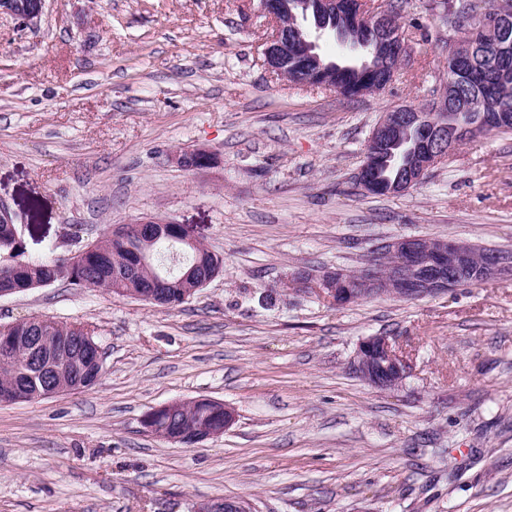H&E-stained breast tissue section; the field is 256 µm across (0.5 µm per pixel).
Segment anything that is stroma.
Instances as JSON below:
<instances>
[{
    "instance_id": "obj_1",
    "label": "stroma",
    "mask_w": 512,
    "mask_h": 512,
    "mask_svg": "<svg viewBox=\"0 0 512 512\" xmlns=\"http://www.w3.org/2000/svg\"><path fill=\"white\" fill-rule=\"evenodd\" d=\"M402 0L411 58L361 98L270 74L259 0H45L0 12V204L29 258L109 225L196 228L224 271L171 309L66 283L0 299L91 326L96 385L0 404V512H512V276L418 299L333 305L293 283L355 271L403 237L512 253V133L470 138L419 185L357 182L383 113L444 89L448 28ZM202 148L211 163L179 166ZM389 336L402 386L352 369ZM211 398L235 419L191 447L141 420ZM43 0H1L0 11L14 16L22 26L29 27L40 20L43 13ZM196 512H253L252 504L243 497L214 498L200 502Z\"/></svg>"
}]
</instances>
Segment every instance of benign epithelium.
I'll return each instance as SVG.
<instances>
[{
	"label": "benign epithelium",
	"mask_w": 512,
	"mask_h": 512,
	"mask_svg": "<svg viewBox=\"0 0 512 512\" xmlns=\"http://www.w3.org/2000/svg\"><path fill=\"white\" fill-rule=\"evenodd\" d=\"M44 0H0V11L14 16L25 27L36 24L43 13ZM261 9L271 22V31L263 41L262 57L265 68L272 74L295 82L309 83L316 75L329 88H336L332 80L336 72L322 64L316 52L315 40L307 37L288 41L281 32L297 27L294 13H287L279 0H261ZM316 19L338 16L341 30L347 33L344 45L359 49L366 39H376V50L385 61L399 60L405 45L396 46L378 37L382 15L377 4L371 0H315ZM472 28L494 40H506L512 29L504 21L488 18L487 12L478 11L472 18ZM474 47L453 37L448 38V57L461 62L471 56ZM459 106L458 94L453 82L430 105L429 111L446 112ZM406 128H415L420 135L419 147L411 156L399 179L388 185L377 177L373 165H364L359 172L360 185L369 193L387 189L392 194L408 191L420 183L435 167L443 163L455 149L456 141L438 131L431 114L412 107H402L396 112L385 113L374 127L366 151L377 158L381 152ZM196 160L205 167L210 163L209 153L204 149H193L175 156L184 166ZM168 221L160 218H145L123 228L139 236H149L163 228ZM393 261L378 270L370 267L357 280L348 274L329 272L320 278H297L310 287V291L333 304H347L389 289L397 296L407 299L445 294L471 279L477 283L495 279L509 273L512 265L496 253H488L475 259L464 244L445 238L433 246L424 238H401L390 245ZM28 347V361L44 371L64 359L61 354L44 350L35 336L21 339ZM353 367L358 375L372 386L391 390L400 385L410 370L409 360L400 354L396 345L387 336L371 335L363 338L357 347ZM195 512H253L252 504L243 497L214 498L200 502Z\"/></svg>",
	"instance_id": "7a95c632"
}]
</instances>
